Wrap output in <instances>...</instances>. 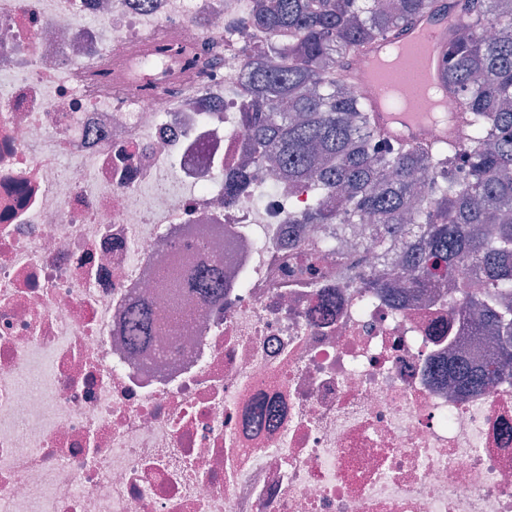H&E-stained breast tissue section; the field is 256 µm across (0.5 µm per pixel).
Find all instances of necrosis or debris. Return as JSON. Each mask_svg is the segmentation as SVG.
<instances>
[{
  "label": "necrosis or debris",
  "mask_w": 512,
  "mask_h": 512,
  "mask_svg": "<svg viewBox=\"0 0 512 512\" xmlns=\"http://www.w3.org/2000/svg\"><path fill=\"white\" fill-rule=\"evenodd\" d=\"M255 2L0 0V512H512V377L446 371L490 343L319 252L311 184L225 195ZM126 334L127 343L132 349L150 340L152 337V321L148 305L137 303L134 306L126 326Z\"/></svg>",
  "instance_id": "obj_1"
}]
</instances>
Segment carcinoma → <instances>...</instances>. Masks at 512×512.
<instances>
[{"instance_id": "carcinoma-1", "label": "carcinoma", "mask_w": 512, "mask_h": 512, "mask_svg": "<svg viewBox=\"0 0 512 512\" xmlns=\"http://www.w3.org/2000/svg\"><path fill=\"white\" fill-rule=\"evenodd\" d=\"M436 0H263L256 25L272 40L248 73L252 110L243 113L248 153L277 163L288 182L316 173L344 193L343 210L322 194L306 224H332L344 215L365 224L373 244L405 243L396 273L365 283L396 289L448 283V304L479 305L474 334L499 337L493 370L464 362L448 371L464 387H485L498 373L512 375V0H455L443 74L459 112L456 144L389 140L367 101L344 75L361 50L434 10ZM468 265L471 278L456 279ZM193 285L205 299L221 294L210 273ZM135 349L152 335L150 308L138 303L126 326Z\"/></svg>"}]
</instances>
